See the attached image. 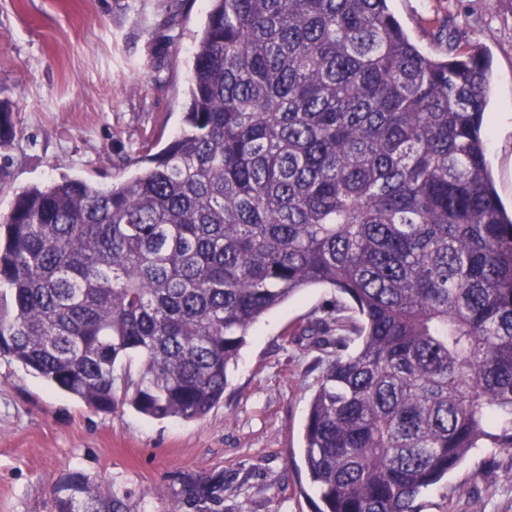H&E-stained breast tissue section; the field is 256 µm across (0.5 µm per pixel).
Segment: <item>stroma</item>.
Masks as SVG:
<instances>
[{
  "mask_svg": "<svg viewBox=\"0 0 512 512\" xmlns=\"http://www.w3.org/2000/svg\"><path fill=\"white\" fill-rule=\"evenodd\" d=\"M424 51H482L493 88L487 160L512 209V0H390ZM207 0H0V215L24 189L65 178L100 187L134 176L183 125ZM451 39H437L440 28ZM302 290L251 330L223 400L201 420L101 412L0 358V512H53L73 473L124 512H195L189 482L224 478L219 512H316L304 426L323 366L286 334L335 304ZM420 512H512V450L476 448L424 490Z\"/></svg>",
  "mask_w": 512,
  "mask_h": 512,
  "instance_id": "obj_1",
  "label": "stroma"
}]
</instances>
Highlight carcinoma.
I'll use <instances>...</instances> for the list:
<instances>
[{
	"label": "carcinoma",
	"mask_w": 512,
	"mask_h": 512,
	"mask_svg": "<svg viewBox=\"0 0 512 512\" xmlns=\"http://www.w3.org/2000/svg\"><path fill=\"white\" fill-rule=\"evenodd\" d=\"M490 82L476 50L422 52L388 0H209L168 145L0 216V357L97 411L199 420L264 315L332 288L352 307L288 339L328 355L304 428L316 512H418L472 449L512 448ZM70 490L54 512H123ZM223 494L221 476L185 490L200 509Z\"/></svg>",
	"instance_id": "obj_1"
}]
</instances>
